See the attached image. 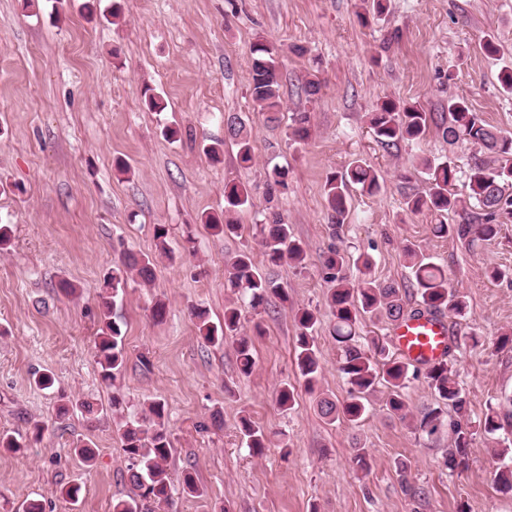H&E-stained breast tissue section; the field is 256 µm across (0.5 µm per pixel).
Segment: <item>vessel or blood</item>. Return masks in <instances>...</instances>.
Returning a JSON list of instances; mask_svg holds the SVG:
<instances>
[{
	"label": "vessel or blood",
	"mask_w": 512,
	"mask_h": 512,
	"mask_svg": "<svg viewBox=\"0 0 512 512\" xmlns=\"http://www.w3.org/2000/svg\"><path fill=\"white\" fill-rule=\"evenodd\" d=\"M392 344L403 362L414 366L433 365L448 356V326L442 318L430 313L410 317L394 327Z\"/></svg>",
	"instance_id": "b4317fda"
}]
</instances>
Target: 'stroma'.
<instances>
[{
  "mask_svg": "<svg viewBox=\"0 0 512 512\" xmlns=\"http://www.w3.org/2000/svg\"><path fill=\"white\" fill-rule=\"evenodd\" d=\"M112 23L70 0L56 15L54 0H0V224L12 227L0 252V431L18 433L24 449L0 450V512L29 499L45 512H112V501L131 495L128 462L108 406L113 390L129 401L124 417L141 416L144 399L167 408L172 442L168 468L172 506L161 512H512V496L499 491L494 455L503 434L477 433L464 468L445 464L447 434L425 437L388 413L379 389L360 426L323 418L322 396L348 397L337 370L329 316L315 333L322 375L307 391L295 364L301 307L324 308L327 285L320 259L331 242L324 198L327 176L353 158L376 170L382 191H352L341 245L372 261L383 284L408 287L403 254L418 245L448 270V286L465 295L468 312L449 318L450 360L464 392V419L478 424L503 393L512 391V282L494 281L492 268L512 269V218L497 236L467 247L435 237L429 211L407 210V196L424 193L420 158L453 157L467 169L475 150L448 146L436 129L417 144L386 149L367 125L383 100L417 101L437 112L449 97H465L474 112L512 132V95L498 75L512 69V0H388L385 19L363 18V0H119ZM274 43L282 62L283 103L276 121L258 114L249 94V48ZM492 39L497 54L481 43ZM318 95L299 94L307 74ZM166 108L149 111L145 94ZM309 115V137L289 139L293 113ZM239 115L251 131L254 163L241 168L224 138V116ZM180 127V140L161 133ZM224 144L222 162L205 145ZM124 160L129 173L114 170ZM288 170L286 190L269 193L273 165ZM248 186L250 207L237 216L242 229L214 236L201 217L221 210L224 185ZM279 212L307 249L305 268L269 265L257 224ZM169 228L175 261H160L150 286L130 284L115 313L126 330V365L115 385L100 376L94 357L103 276L122 252L154 249V227ZM250 250L255 265L287 288L288 302L271 299L264 312L244 310L242 324L264 333L254 339L255 368L241 374L232 340L206 343L190 309L224 317L235 297L224 286L227 261ZM76 285L64 292L60 281ZM163 299V321L151 315ZM52 375V389L37 388L33 371ZM295 390V406L282 411L277 391ZM74 401L56 426L61 399ZM88 399L104 408L89 415ZM267 429L272 444L253 456L239 433L241 416ZM46 425L42 439L33 422ZM91 440L95 463L75 455L77 440ZM367 448L369 471L351 461ZM408 465L406 476L397 461ZM192 471L201 492L183 494L177 483ZM423 487L426 502L411 499L402 478ZM83 486L78 503L61 496L72 481Z\"/></svg>",
  "mask_w": 512,
  "mask_h": 512,
  "instance_id": "obj_1",
  "label": "stroma"
}]
</instances>
